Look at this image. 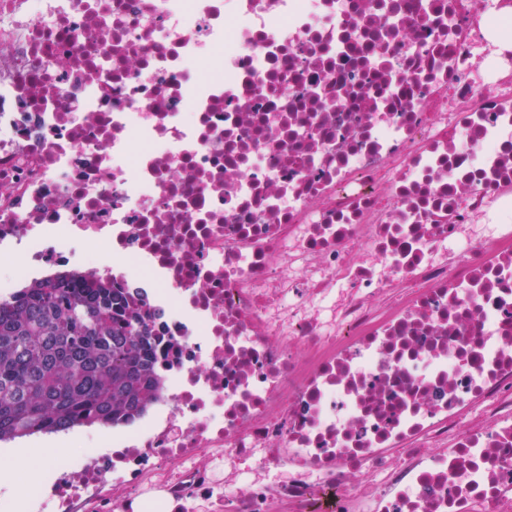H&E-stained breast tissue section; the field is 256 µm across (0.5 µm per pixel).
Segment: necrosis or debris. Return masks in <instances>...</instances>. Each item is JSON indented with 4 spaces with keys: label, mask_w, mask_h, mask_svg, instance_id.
<instances>
[{
    "label": "necrosis or debris",
    "mask_w": 512,
    "mask_h": 512,
    "mask_svg": "<svg viewBox=\"0 0 512 512\" xmlns=\"http://www.w3.org/2000/svg\"><path fill=\"white\" fill-rule=\"evenodd\" d=\"M512 0H0V254L158 313L54 512H512Z\"/></svg>",
    "instance_id": "4bbe7bcc"
}]
</instances>
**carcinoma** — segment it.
<instances>
[{
	"label": "carcinoma",
	"instance_id": "obj_1",
	"mask_svg": "<svg viewBox=\"0 0 512 512\" xmlns=\"http://www.w3.org/2000/svg\"><path fill=\"white\" fill-rule=\"evenodd\" d=\"M162 392L151 316L57 271L0 299V442L142 417Z\"/></svg>",
	"mask_w": 512,
	"mask_h": 512
}]
</instances>
